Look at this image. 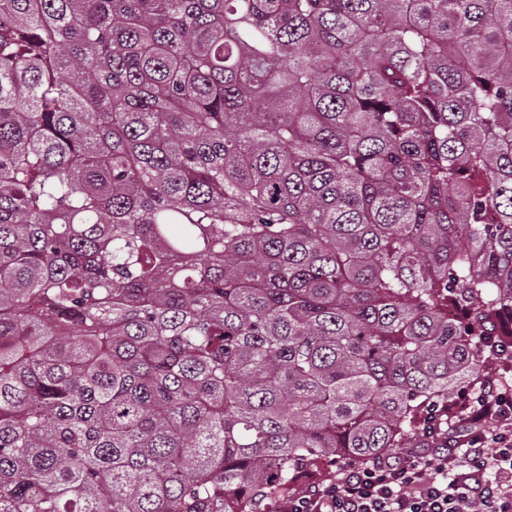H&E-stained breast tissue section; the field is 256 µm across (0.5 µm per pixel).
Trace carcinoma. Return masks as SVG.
Returning a JSON list of instances; mask_svg holds the SVG:
<instances>
[{
  "instance_id": "cac0c4a2",
  "label": "carcinoma",
  "mask_w": 512,
  "mask_h": 512,
  "mask_svg": "<svg viewBox=\"0 0 512 512\" xmlns=\"http://www.w3.org/2000/svg\"><path fill=\"white\" fill-rule=\"evenodd\" d=\"M510 320L512 0H0V512H271Z\"/></svg>"
}]
</instances>
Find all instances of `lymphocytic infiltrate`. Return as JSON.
<instances>
[{
    "label": "lymphocytic infiltrate",
    "mask_w": 512,
    "mask_h": 512,
    "mask_svg": "<svg viewBox=\"0 0 512 512\" xmlns=\"http://www.w3.org/2000/svg\"><path fill=\"white\" fill-rule=\"evenodd\" d=\"M469 426L425 448L340 463L328 484L278 501L274 512H512V382L490 374L462 393Z\"/></svg>",
    "instance_id": "1"
}]
</instances>
